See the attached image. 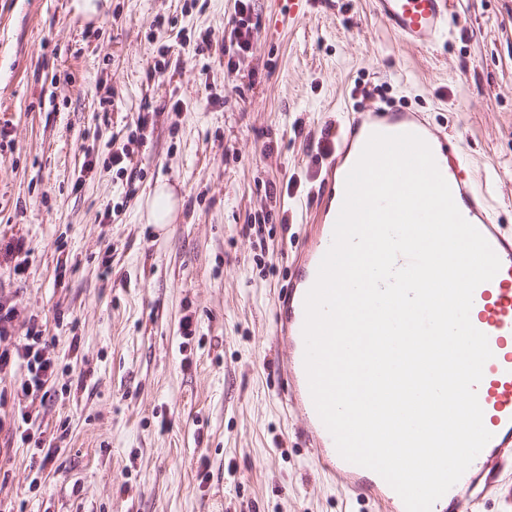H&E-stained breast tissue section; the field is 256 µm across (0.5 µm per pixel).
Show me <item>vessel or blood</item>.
<instances>
[{"instance_id":"obj_1","label":"vessel or blood","mask_w":512,"mask_h":512,"mask_svg":"<svg viewBox=\"0 0 512 512\" xmlns=\"http://www.w3.org/2000/svg\"><path fill=\"white\" fill-rule=\"evenodd\" d=\"M380 22L403 44L422 49L448 31L450 0H371ZM412 132L430 146L462 216L473 224L501 261L494 278L473 296L470 320L488 338L493 356L477 387L485 427L492 438L461 479L433 506L432 512H479L481 502L497 497L512 512V229L499 224L485 189L478 185L459 138L435 132L416 112L372 106L354 115L326 168L328 195L315 215L318 231L299 250L292 280L274 303L276 335L286 345L279 372L284 395L295 403L302 434L314 463L342 487L375 501L380 512H405L399 495L372 470L344 460L319 418L304 367V300L322 257L331 245L345 192V178L372 133Z\"/></svg>"}]
</instances>
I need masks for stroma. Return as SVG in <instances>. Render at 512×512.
Listing matches in <instances>:
<instances>
[{"instance_id":"obj_1","label":"stroma","mask_w":512,"mask_h":512,"mask_svg":"<svg viewBox=\"0 0 512 512\" xmlns=\"http://www.w3.org/2000/svg\"><path fill=\"white\" fill-rule=\"evenodd\" d=\"M286 3L251 0L255 44L234 53L236 0H0V300L58 362L49 463L0 377V512H370L287 412L274 299L361 108L458 136L512 225V0H451L427 49L370 0H302L292 21ZM160 182L179 200L162 227ZM178 199L171 187L159 184L148 201V222L151 224H171L177 210Z\"/></svg>"}]
</instances>
